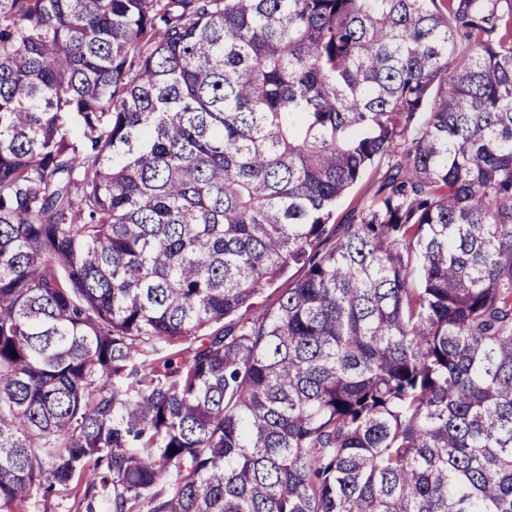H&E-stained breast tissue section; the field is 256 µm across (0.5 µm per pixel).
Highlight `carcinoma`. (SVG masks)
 <instances>
[{
    "label": "carcinoma",
    "instance_id": "cac0c4a2",
    "mask_svg": "<svg viewBox=\"0 0 512 512\" xmlns=\"http://www.w3.org/2000/svg\"><path fill=\"white\" fill-rule=\"evenodd\" d=\"M72 483L512 512V7L0 0V512ZM388 169V160L382 161L372 171H368L357 182L353 189L342 197L337 205L336 212L330 227L336 228L339 224H345L353 210H360L373 198L374 193Z\"/></svg>",
    "mask_w": 512,
    "mask_h": 512
}]
</instances>
